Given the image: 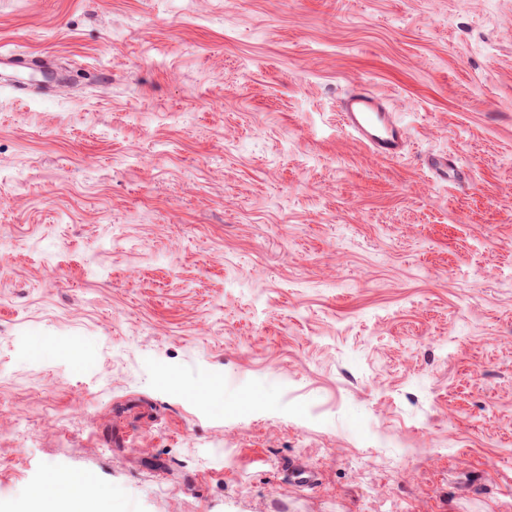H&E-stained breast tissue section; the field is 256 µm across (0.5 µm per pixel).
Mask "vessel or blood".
Segmentation results:
<instances>
[{
	"label": "vessel or blood",
	"instance_id": "b4317fda",
	"mask_svg": "<svg viewBox=\"0 0 512 512\" xmlns=\"http://www.w3.org/2000/svg\"><path fill=\"white\" fill-rule=\"evenodd\" d=\"M340 117L343 125L377 157L397 160L404 156L407 136L384 100L365 85H357L346 95ZM429 172L444 182L454 181L458 168L442 153L423 160Z\"/></svg>",
	"mask_w": 512,
	"mask_h": 512
}]
</instances>
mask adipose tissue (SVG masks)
Segmentation results:
<instances>
[{
	"instance_id": "obj_1",
	"label": "adipose tissue",
	"mask_w": 512,
	"mask_h": 512,
	"mask_svg": "<svg viewBox=\"0 0 512 512\" xmlns=\"http://www.w3.org/2000/svg\"><path fill=\"white\" fill-rule=\"evenodd\" d=\"M54 492L42 496L33 491L28 503L17 512H110L108 494L99 490L89 479L68 471H56L51 475Z\"/></svg>"
}]
</instances>
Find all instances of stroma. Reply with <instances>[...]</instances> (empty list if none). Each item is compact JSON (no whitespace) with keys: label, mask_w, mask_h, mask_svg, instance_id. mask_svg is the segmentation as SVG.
I'll list each match as a JSON object with an SVG mask.
<instances>
[{"label":"stroma","mask_w":512,"mask_h":512,"mask_svg":"<svg viewBox=\"0 0 512 512\" xmlns=\"http://www.w3.org/2000/svg\"><path fill=\"white\" fill-rule=\"evenodd\" d=\"M1 50L0 512H512V0H0ZM343 125L379 158L397 160L404 156L407 136L389 112L384 100L365 85L351 89L341 106ZM423 165L429 172L446 183L454 181L458 167L448 158V154L431 153L424 160ZM49 483L54 489L51 496L44 497L34 490L16 512H112L108 508L110 496L89 479L68 471H55ZM32 503L37 504L36 509L31 507Z\"/></svg>","instance_id":"35a3bbf8"}]
</instances>
